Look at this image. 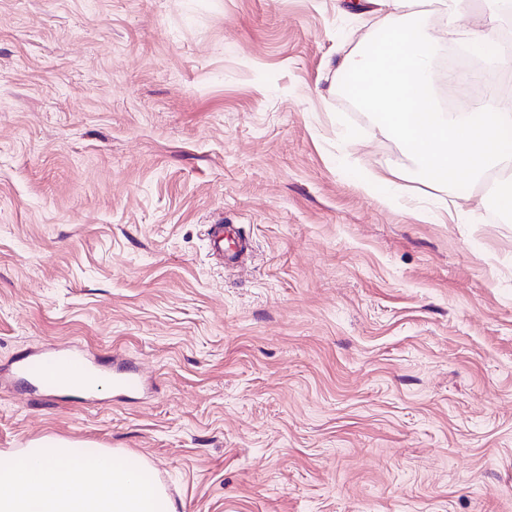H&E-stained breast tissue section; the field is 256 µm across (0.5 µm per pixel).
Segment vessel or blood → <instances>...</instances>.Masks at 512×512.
<instances>
[{
  "mask_svg": "<svg viewBox=\"0 0 512 512\" xmlns=\"http://www.w3.org/2000/svg\"><path fill=\"white\" fill-rule=\"evenodd\" d=\"M90 373L103 379L116 392H134L141 386L136 372L102 365L92 354L70 345L57 346L49 353L29 355L12 375L35 391L55 395L78 390L90 399L96 395V388H79L74 384L75 378Z\"/></svg>",
  "mask_w": 512,
  "mask_h": 512,
  "instance_id": "vessel-or-blood-1",
  "label": "vessel or blood"
}]
</instances>
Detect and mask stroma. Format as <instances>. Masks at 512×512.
<instances>
[{
  "label": "stroma",
  "mask_w": 512,
  "mask_h": 512,
  "mask_svg": "<svg viewBox=\"0 0 512 512\" xmlns=\"http://www.w3.org/2000/svg\"><path fill=\"white\" fill-rule=\"evenodd\" d=\"M385 12L0 0V379L70 343L147 382L0 388V458L118 449L175 512H512V221L427 218L447 190L341 93ZM236 236V228L232 225L212 224L209 226V244L211 250L219 256H224V243Z\"/></svg>",
  "instance_id": "1"
}]
</instances>
